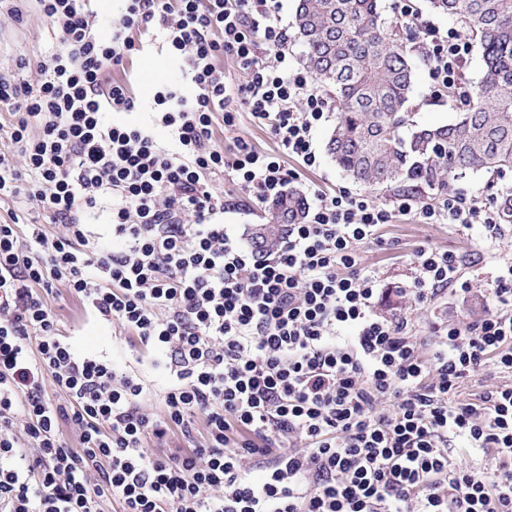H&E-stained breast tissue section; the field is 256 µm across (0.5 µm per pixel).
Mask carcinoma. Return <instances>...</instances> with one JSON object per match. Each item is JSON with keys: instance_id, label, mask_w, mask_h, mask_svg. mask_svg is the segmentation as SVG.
<instances>
[{"instance_id": "obj_1", "label": "carcinoma", "mask_w": 512, "mask_h": 512, "mask_svg": "<svg viewBox=\"0 0 512 512\" xmlns=\"http://www.w3.org/2000/svg\"><path fill=\"white\" fill-rule=\"evenodd\" d=\"M475 42L482 77L458 119L420 125L408 105L416 66L399 23L380 0H297L294 28L303 60L336 112L326 150L356 183L390 187L422 181L440 192L458 176L512 171V0H429ZM305 210L293 190L271 202V232L254 231L272 250Z\"/></svg>"}]
</instances>
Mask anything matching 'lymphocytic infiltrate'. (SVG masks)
I'll use <instances>...</instances> for the list:
<instances>
[{
  "instance_id": "lymphocytic-infiltrate-1",
  "label": "lymphocytic infiltrate",
  "mask_w": 512,
  "mask_h": 512,
  "mask_svg": "<svg viewBox=\"0 0 512 512\" xmlns=\"http://www.w3.org/2000/svg\"><path fill=\"white\" fill-rule=\"evenodd\" d=\"M96 2L37 0L56 31L51 59L23 55L16 75L0 76L21 158L0 157V196L28 215L0 224V512H102L110 500L121 512H512V262L482 317L421 336L376 311L377 277L356 249L408 215L477 225L497 243L512 190L489 203L462 189L378 203L317 188L273 253L244 246L218 219L238 207L220 181L252 207L279 196L318 165L312 132L330 110L288 52L278 0H121L105 20ZM399 19L424 34L429 95L466 100L469 43L419 20L412 0H399ZM149 28L184 61L182 83L154 94L166 146L108 118L136 108L106 76ZM242 113L279 152L214 145V122L230 130ZM103 197L111 219L92 240L81 216ZM40 212L63 234L48 235ZM464 267L420 247L407 292L423 305L467 293ZM59 285L95 320L121 324L161 379L162 415L146 410L152 392L136 374L77 348L49 301ZM345 327L354 336L340 337ZM490 370L506 382L462 398V383ZM174 433L180 448L148 449ZM454 438L494 457V473L454 462Z\"/></svg>"
}]
</instances>
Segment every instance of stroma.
<instances>
[{"label": "stroma", "mask_w": 512, "mask_h": 512, "mask_svg": "<svg viewBox=\"0 0 512 512\" xmlns=\"http://www.w3.org/2000/svg\"><path fill=\"white\" fill-rule=\"evenodd\" d=\"M9 9L0 12V74H11L18 56L47 59L55 46L50 24L39 12L36 0H9ZM138 46L126 69L113 71L111 80L125 83L137 98L139 106L133 112L114 113L117 122L138 123L153 130L159 142H166V130L156 122L153 101L154 89L160 83H175L181 78L182 62L171 55L162 38L152 34L135 33ZM428 71L424 63H417L415 71L416 96L413 110L417 122L445 125L457 112L447 104L427 97ZM327 125H320L312 134L313 148L319 158L316 168L302 171L297 190L309 186L335 189L349 186L325 152ZM242 137L258 151L273 153L278 146L264 127L255 125L248 116H240L234 131L215 125L213 141L216 145L231 144L233 137ZM428 245L459 253L467 262L466 277L470 291L466 297H452L423 307L398 296L397 291L410 281L411 264L419 246ZM364 267L375 270L379 277L381 294L377 309L387 314L400 309L414 330L428 336L437 335L451 322H468L483 315L490 305V290L501 260L512 258V223L506 225L505 235L495 257H488L479 227L464 228L455 224H421L409 216H401L379 228L376 235L358 246ZM51 303L57 317L67 329L76 330L79 347L114 359L116 363L132 364L134 371L150 388H157L159 380L146 365L133 363L124 341V331L118 325L86 321L83 308L67 288H58Z\"/></svg>", "instance_id": "35a3bbf8"}]
</instances>
